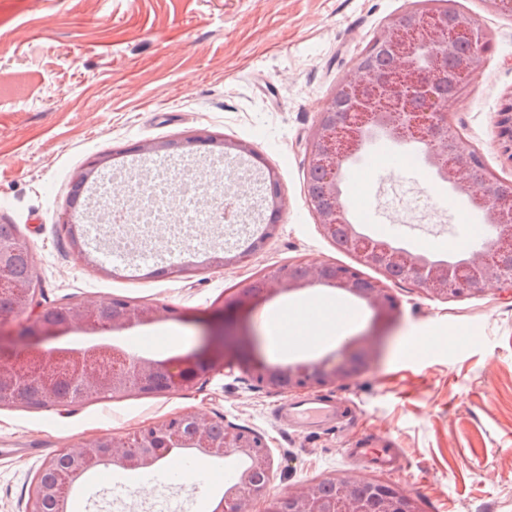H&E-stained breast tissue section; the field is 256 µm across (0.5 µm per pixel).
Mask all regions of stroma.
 <instances>
[{"mask_svg":"<svg viewBox=\"0 0 512 512\" xmlns=\"http://www.w3.org/2000/svg\"><path fill=\"white\" fill-rule=\"evenodd\" d=\"M454 8L490 40L448 118L467 149L479 150L500 180L512 156L497 138L512 106V17L486 0ZM415 0H0V222L17 226L40 278L39 302L63 307L124 296L165 303L179 319L137 326L119 340L136 355L166 357L198 348L224 297L264 271L295 261L355 264L325 237L306 186L305 144L320 104L356 75L361 51ZM205 131L249 143L280 180L277 234L258 250L235 239L244 261L213 266V224L196 225L185 250L157 242L147 257L77 254L61 235L72 176L87 159L111 155L112 169L155 168L162 157L134 145ZM390 143L346 174L347 205L366 233L406 248L454 257L465 223H479L467 198H450L426 166L396 172ZM190 267L187 275L177 274ZM396 318L379 320L364 302L313 287L258 299L235 319L242 355L270 364L335 354L349 338L366 357L359 375L319 389L349 419L325 428L280 421L289 393L254 387L235 368L162 396L76 402L65 409L0 408V512H24L44 461L103 435L123 437L172 413L221 417L269 440L273 492L330 475L400 487L420 512H512V299L496 283L474 296H426L409 281L391 286ZM321 301L354 310L344 335L300 351L276 349L269 323ZM398 449L381 473L349 461L363 443ZM206 479L134 483L122 512H212L224 494V462ZM116 466L74 489L67 512H98Z\"/></svg>","mask_w":512,"mask_h":512,"instance_id":"obj_1","label":"stroma"}]
</instances>
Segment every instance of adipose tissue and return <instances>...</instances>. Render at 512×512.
<instances>
[{
	"label": "adipose tissue",
	"mask_w": 512,
	"mask_h": 512,
	"mask_svg": "<svg viewBox=\"0 0 512 512\" xmlns=\"http://www.w3.org/2000/svg\"><path fill=\"white\" fill-rule=\"evenodd\" d=\"M344 327L336 307L318 303L289 311L281 317L273 328L274 340L283 349L313 347Z\"/></svg>",
	"instance_id": "obj_1"
}]
</instances>
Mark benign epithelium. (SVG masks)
<instances>
[{"label": "benign epithelium", "instance_id": "1", "mask_svg": "<svg viewBox=\"0 0 512 512\" xmlns=\"http://www.w3.org/2000/svg\"><path fill=\"white\" fill-rule=\"evenodd\" d=\"M450 2L442 0V6L433 10H410L386 26L358 57L357 76L337 87L306 143L307 169L318 171L320 177V196L311 199V205L323 234L333 241L341 237L342 247L353 253L359 264L377 269L380 277L366 278L354 267L334 263L285 265L224 299L223 312L235 314L259 298L322 286L364 301L377 317L385 318L396 309L390 288L395 280L412 281L426 294L446 299L471 296L480 284L495 280L512 296V183L494 178L479 152L460 148L448 113L439 109L447 99L443 86L461 84L479 60L487 38ZM375 134L397 144L425 147L426 166L456 194L481 184L483 193L471 196L470 203L481 213L482 223L493 229L492 237L453 260H442L367 235L350 218L344 172ZM498 138L505 151L512 153V106L499 113ZM196 146H210L228 160L249 156L263 162L249 143L205 133L144 144L139 152L188 156ZM107 166L108 157L95 156L79 178L94 181ZM265 184L272 220L265 225L263 236L252 242L253 251L276 232L282 209L283 195L274 170L265 172ZM62 226L77 253L88 257L78 223L65 219ZM246 255L245 251L215 250L210 259L224 266ZM38 282L31 260L28 277L0 280V294L12 305L10 310L0 309V329L22 317L26 321L22 336L31 342L23 356L0 362V406L12 404L13 390L27 385L34 390L31 408L54 404L61 387L66 388L70 403L108 396L172 394L198 384L225 365L226 346L235 336L227 318L209 332L211 342L198 352L139 357L124 349L115 334L172 318L176 314L173 307L114 298L107 304L84 301L64 310L44 308L38 302ZM103 312L110 318L102 325L98 316ZM73 323L114 337L50 351L38 347L44 340L63 337ZM364 364L362 351L354 348L336 356L285 364L246 360L240 369L256 386L282 393L333 386L356 375ZM218 423L213 417L175 413L137 431L135 444L127 437L106 435L76 451H62L43 463L25 512H64L65 494L90 471L109 463L146 469L174 448H185L207 460L224 456L244 462L212 512H251L256 503L265 504L264 512H418L414 500L399 487L372 481L373 497L368 500L361 495L365 481L350 476H329L333 483L330 495L315 481L288 491L286 497L275 496L271 494L273 466L264 437L227 423L218 438L214 433Z\"/></svg>", "mask_w": 512, "mask_h": 512}]
</instances>
